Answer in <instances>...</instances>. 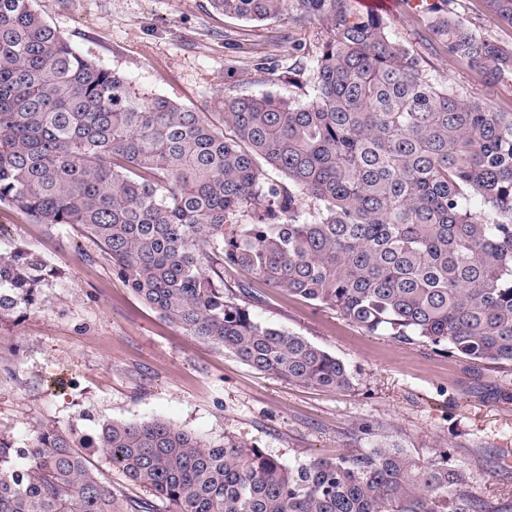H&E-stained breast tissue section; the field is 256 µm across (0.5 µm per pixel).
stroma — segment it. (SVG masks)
Segmentation results:
<instances>
[{
	"label": "stroma",
	"mask_w": 512,
	"mask_h": 512,
	"mask_svg": "<svg viewBox=\"0 0 512 512\" xmlns=\"http://www.w3.org/2000/svg\"><path fill=\"white\" fill-rule=\"evenodd\" d=\"M392 0L381 18L389 36L423 55L430 82L512 112V76L486 86L480 75L426 52V17ZM46 19L81 56L122 74L144 96H163L200 112L220 99L272 94L304 104L329 35L321 18L296 22L293 10L262 22L224 17L208 0H46ZM456 18L512 47V26L484 0H452ZM268 81L263 66L287 71ZM23 245L60 277L33 308L0 321V433L29 444L41 421L94 432L107 421L164 418L210 440L243 438L284 463L366 450L372 424L380 440L427 458L447 446L475 492L512 504V366L475 364L429 342L371 335L335 309L265 285L251 272L224 279L249 291L262 322L289 331L343 361L349 391L296 384L258 372L235 356L184 334L146 305L96 247L69 226L27 223L0 207V251Z\"/></svg>",
	"instance_id": "35a3bbf8"
}]
</instances>
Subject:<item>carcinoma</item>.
<instances>
[{
  "mask_svg": "<svg viewBox=\"0 0 512 512\" xmlns=\"http://www.w3.org/2000/svg\"><path fill=\"white\" fill-rule=\"evenodd\" d=\"M209 2L244 21L288 6ZM451 2L427 8L428 45L489 86L512 75V48L456 19ZM485 3L512 26V0ZM293 8L331 29L313 99L234 98L221 129L77 54L38 0H0V206L77 227L162 318L289 382L348 390L353 376L257 320L224 270L245 268L370 334L512 363V112L431 83L356 0ZM268 168L285 182L266 183ZM54 278L22 246L0 252V320L38 305ZM100 454L165 512H494L446 448L422 460L374 445L286 465L163 418L90 435L41 423L24 448L0 434V512H156L100 477Z\"/></svg>",
  "mask_w": 512,
  "mask_h": 512,
  "instance_id": "carcinoma-1",
  "label": "carcinoma"
}]
</instances>
